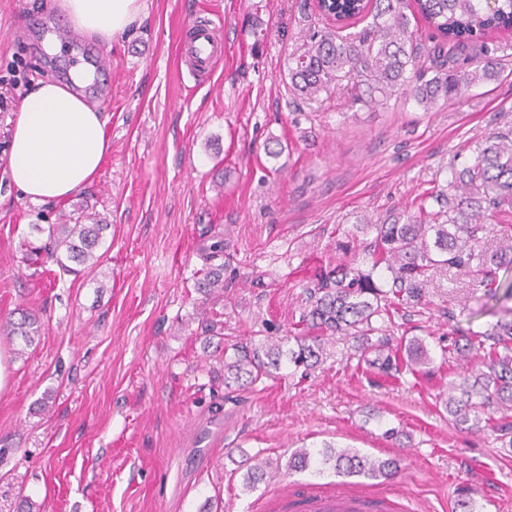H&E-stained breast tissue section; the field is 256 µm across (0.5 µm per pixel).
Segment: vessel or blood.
<instances>
[{
  "label": "vessel or blood",
  "instance_id": "obj_1",
  "mask_svg": "<svg viewBox=\"0 0 512 512\" xmlns=\"http://www.w3.org/2000/svg\"><path fill=\"white\" fill-rule=\"evenodd\" d=\"M179 54L193 75L210 78L224 56V42L215 24L192 22L182 30ZM295 505L299 512H390V501L375 499L370 490H351L339 486L293 484L283 487L269 501V512Z\"/></svg>",
  "mask_w": 512,
  "mask_h": 512
}]
</instances>
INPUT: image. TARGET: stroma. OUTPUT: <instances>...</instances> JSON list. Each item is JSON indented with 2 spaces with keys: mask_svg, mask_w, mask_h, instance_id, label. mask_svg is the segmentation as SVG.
Returning <instances> with one entry per match:
<instances>
[{
  "mask_svg": "<svg viewBox=\"0 0 512 512\" xmlns=\"http://www.w3.org/2000/svg\"><path fill=\"white\" fill-rule=\"evenodd\" d=\"M136 31L83 42L112 66L98 93L111 150L95 180L65 203L34 204L12 187L11 129L38 79L67 80L73 47L49 54L57 0H0V314L45 310L37 345L14 357L0 391V512L22 498L46 512H256L278 484H343L394 497L395 512H454L473 488L480 512H512V448L448 418L442 399L462 362L443 361L454 330H484L492 306L456 270L430 277L395 315L418 337L428 373L375 384L353 339L333 337L309 376L285 365L244 390L204 351L195 288L200 253L224 241V338L295 336L316 268L351 261L374 225L434 208L488 135L512 130V31L489 33L497 76L427 111L412 97L354 104L342 86L314 99L288 68L325 27L316 0H149ZM221 24L224 57L198 81L178 36ZM281 155L269 157V141ZM82 209L108 223V249L88 277L27 265L34 224ZM52 409L43 412L44 398ZM400 433L385 438L386 429ZM400 458L390 478L280 470L246 490L255 460L287 462L323 444Z\"/></svg>",
  "mask_w": 512,
  "mask_h": 512,
  "instance_id": "1",
  "label": "stroma"
}]
</instances>
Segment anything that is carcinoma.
<instances>
[{
	"mask_svg": "<svg viewBox=\"0 0 512 512\" xmlns=\"http://www.w3.org/2000/svg\"><path fill=\"white\" fill-rule=\"evenodd\" d=\"M336 0V14L355 18L368 12L371 21L358 32L342 33L345 25L313 33L310 45L289 69L297 94L312 98L332 84L346 82L353 102L367 107L386 106L392 97L410 91L429 111L440 101L457 97L472 86L490 81L496 70L492 49L484 40L494 30L512 29V0H497L487 9L486 0ZM421 15L432 23L438 40L425 48L411 29V17ZM446 59L466 62L451 70L439 67L428 78L416 67L424 51ZM58 224H33L46 236L44 243L26 244L27 256L50 262L63 272L81 270L95 274L98 251L110 225L96 216L63 213ZM374 240L348 263L314 274L308 306L298 324L316 332L288 340L266 336L233 343L205 340L224 354V386L246 387L273 376L288 361L308 372L322 361L325 339L347 336L363 342L359 360L375 376L388 380L406 368L412 373L431 361L427 345L418 338L392 344L388 329L376 322L392 323L398 307L422 298V285L430 273L464 271L474 288L501 304V316L483 331L455 333L442 354L476 365L450 382L452 392L444 400L448 416L458 427L489 429L512 447V278L496 279V270H512V133L488 137L472 162L452 170L448 181V208L418 213L404 211L388 222L373 225ZM498 240L494 249L488 239ZM224 241L218 240L202 253L197 289L205 298L224 300ZM40 313L23 310L19 317L0 316V336L30 347L40 341ZM381 335L370 342L373 334ZM331 465L336 474L377 479L393 476L397 458H371L355 449L326 444L312 451L299 448L288 458V469L305 471ZM272 461L256 464L247 472L245 486L253 488L266 478ZM474 491L458 489L455 512H475Z\"/></svg>",
	"mask_w": 512,
	"mask_h": 512,
	"instance_id": "obj_1",
	"label": "carcinoma"
}]
</instances>
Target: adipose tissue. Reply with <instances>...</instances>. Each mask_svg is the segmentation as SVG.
Returning a JSON list of instances; mask_svg holds the SVG:
<instances>
[{"label": "adipose tissue", "instance_id": "adipose-tissue-1", "mask_svg": "<svg viewBox=\"0 0 512 512\" xmlns=\"http://www.w3.org/2000/svg\"><path fill=\"white\" fill-rule=\"evenodd\" d=\"M73 28L108 42L141 23L147 0H58ZM106 118L89 104L79 79H43L23 99L13 126L12 185L33 203L70 198L99 172L109 142Z\"/></svg>", "mask_w": 512, "mask_h": 512}]
</instances>
